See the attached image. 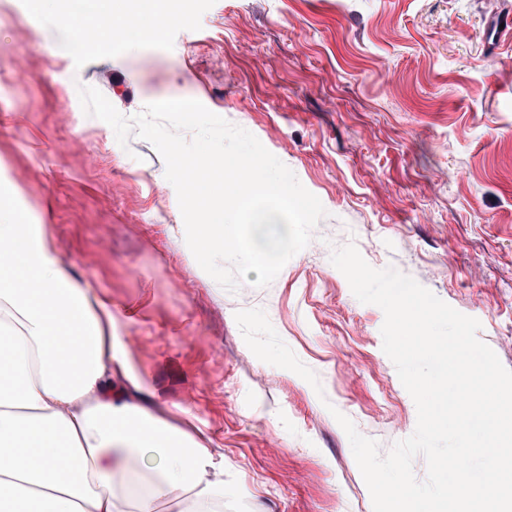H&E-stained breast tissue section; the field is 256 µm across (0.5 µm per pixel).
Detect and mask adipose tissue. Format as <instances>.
Returning <instances> with one entry per match:
<instances>
[{"instance_id":"ef3b65f1","label":"adipose tissue","mask_w":512,"mask_h":512,"mask_svg":"<svg viewBox=\"0 0 512 512\" xmlns=\"http://www.w3.org/2000/svg\"><path fill=\"white\" fill-rule=\"evenodd\" d=\"M122 19L156 38L175 15L146 0ZM56 333L77 341L56 348ZM184 493L224 512L223 466L150 409L111 309L56 265L46 230L0 205V512H154Z\"/></svg>"}]
</instances>
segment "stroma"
Returning a JSON list of instances; mask_svg holds the SVG:
<instances>
[{
  "label": "stroma",
  "instance_id": "35a3bbf8",
  "mask_svg": "<svg viewBox=\"0 0 512 512\" xmlns=\"http://www.w3.org/2000/svg\"><path fill=\"white\" fill-rule=\"evenodd\" d=\"M173 3L160 39L132 43L89 12L0 0V190L105 298L113 335L137 336L153 411L224 467V512H373L335 416L385 453L417 411L382 349V309L354 297L330 254L352 242L414 278L476 318L512 370V40L489 33L504 0ZM77 26L93 44L76 43ZM82 85L127 117L183 97L252 133L320 199L319 247L266 287L224 289L186 244L163 158L86 116ZM250 308L322 392L251 352L235 320Z\"/></svg>",
  "mask_w": 512,
  "mask_h": 512
}]
</instances>
